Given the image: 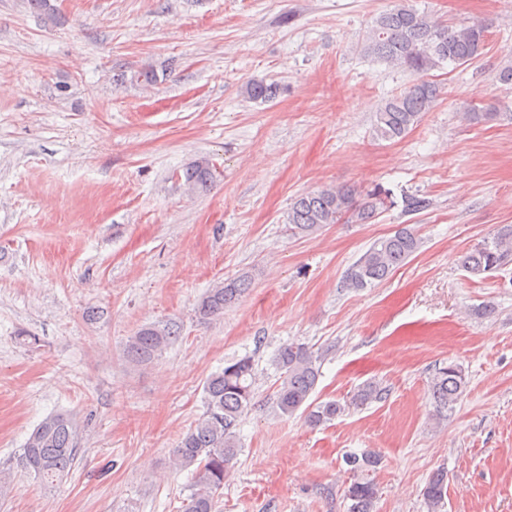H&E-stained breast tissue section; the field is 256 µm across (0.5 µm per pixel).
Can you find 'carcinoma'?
<instances>
[{"mask_svg":"<svg viewBox=\"0 0 512 512\" xmlns=\"http://www.w3.org/2000/svg\"><path fill=\"white\" fill-rule=\"evenodd\" d=\"M488 26L483 23L451 25L419 12L410 0H397L394 7L374 19L361 45L364 54L415 76L413 83L391 95L376 113L375 132L383 140L405 137L433 107L441 94L438 83L427 79L432 70L447 64L464 65L476 59L486 42ZM279 90L275 82L254 79L246 83L244 95L253 102H266ZM464 119L481 124L497 119L512 120L511 112L481 110L471 103L462 106ZM188 186L206 189L213 172L206 159L194 162L184 172ZM402 211L419 214L430 201L417 194L402 195ZM395 204L392 192L375 186L360 193L352 186H338L296 197L288 212V224L295 235L307 237L327 224L341 221L367 224ZM423 245L422 239L407 225L372 242L346 274V285L363 289L385 280ZM512 264V225L484 239L462 255L461 267L473 277L483 278ZM251 279L241 275L221 282L198 300L196 313L203 321L224 315V309L236 304L249 290ZM179 337L174 323L148 325L129 337L125 346L128 363L139 366L154 360ZM280 373L273 405L282 415L303 411L313 427L324 425L343 414L349 405L364 407L386 398V389L368 382L354 393L351 404L337 401L315 403L311 395L320 377L321 357L302 343L282 345L274 358ZM255 372L251 357L231 360L211 374L204 383V412L173 450V464L180 470H192L189 494L181 501L180 512H221L224 480L237 460L241 446L237 429L240 419L254 405ZM466 387L465 374L456 363L438 368L430 385L434 416L448 417V411L461 398ZM81 426L75 416L52 413L32 431L16 465L24 474L49 483L62 477L75 464L80 450ZM346 464L353 481L346 491L350 501L347 512H374L378 489L370 474L381 464L372 451L351 454ZM447 487V473L434 471L428 478L422 497L428 512H441Z\"/></svg>","mask_w":512,"mask_h":512,"instance_id":"cac0c4a2","label":"carcinoma"}]
</instances>
